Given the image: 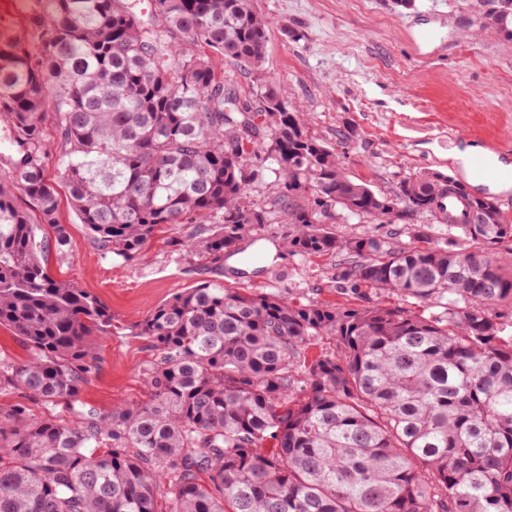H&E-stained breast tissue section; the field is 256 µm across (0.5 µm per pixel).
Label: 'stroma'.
Here are the masks:
<instances>
[{
	"instance_id": "35a3bbf8",
	"label": "stroma",
	"mask_w": 512,
	"mask_h": 512,
	"mask_svg": "<svg viewBox=\"0 0 512 512\" xmlns=\"http://www.w3.org/2000/svg\"><path fill=\"white\" fill-rule=\"evenodd\" d=\"M0 11V41L25 38L36 45L34 17L46 0H23ZM270 24L265 62L258 69L225 63L224 77L253 96L270 82L285 87L308 133L340 154L346 173L389 192L406 176L438 171L462 179L448 158L464 142L496 143L512 160V41L479 35L482 19L472 0H416L396 10L393 0H253ZM444 45L432 58L416 57L413 34ZM60 220L71 232V255L52 263V273L97 294L120 331L100 340L101 361L83 399L102 410L142 397L139 369L153 351L136 335L137 324L173 293L205 275L171 233L130 261L104 254L68 204ZM285 224L262 231L272 257L237 262L224 285L273 291L291 302L315 300L348 306L378 302L374 292L341 290L349 264L343 256L288 253Z\"/></svg>"
}]
</instances>
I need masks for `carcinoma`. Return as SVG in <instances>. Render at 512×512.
<instances>
[{"label":"carcinoma","mask_w":512,"mask_h":512,"mask_svg":"<svg viewBox=\"0 0 512 512\" xmlns=\"http://www.w3.org/2000/svg\"><path fill=\"white\" fill-rule=\"evenodd\" d=\"M477 2L483 31L512 41L502 0ZM34 25L36 48L0 42V327L31 353L0 355V396L16 398L0 404V512H512V221L497 202L496 223L473 224L477 199L450 176L374 189L286 91L224 82L226 60L264 63L252 0H151L142 17L133 0H47ZM273 153L277 189L258 204ZM59 186L104 252L131 260L190 224L181 246L215 275L138 324L146 392L109 412L81 392L112 312L49 267L71 253ZM336 207L371 224L425 215L448 244L427 228L338 236ZM266 224L293 226V254L352 258V293L441 312L224 287V256Z\"/></svg>","instance_id":"obj_1"}]
</instances>
